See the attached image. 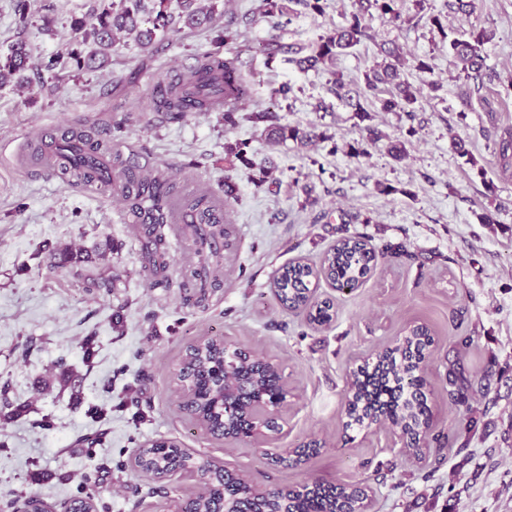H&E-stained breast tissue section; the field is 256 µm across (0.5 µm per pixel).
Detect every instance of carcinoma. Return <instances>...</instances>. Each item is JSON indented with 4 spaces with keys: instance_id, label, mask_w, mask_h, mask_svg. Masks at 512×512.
Segmentation results:
<instances>
[{
    "instance_id": "cac0c4a2",
    "label": "carcinoma",
    "mask_w": 512,
    "mask_h": 512,
    "mask_svg": "<svg viewBox=\"0 0 512 512\" xmlns=\"http://www.w3.org/2000/svg\"><path fill=\"white\" fill-rule=\"evenodd\" d=\"M219 0H119L96 14L95 20L77 19L73 23L74 40L67 47V58L79 70L96 71L112 61V48L116 37L124 33L134 38L144 50L150 49L160 35L182 28L197 29L210 23L216 14ZM287 0H262L260 14L272 20V28L281 29L289 15ZM378 12L389 23L401 21L398 0H356V7L345 18V24L336 26L320 36L311 45H290L276 38L263 42L268 58L278 55L288 63L307 69L334 62L351 53L363 41L371 38L367 17ZM431 28L448 39V54L461 65L459 77L478 87L487 76L485 45L494 32L473 27L459 35L448 36L438 15L429 17ZM382 60L364 74V86H354L343 74L330 71L332 91L362 121L369 118L367 102L378 85L392 83L396 92L381 102L384 112H415L418 102L412 85L402 79L405 60L394 43L380 45ZM61 65L58 57L46 63L34 62L23 39L12 42L7 52L0 54V89L20 88L31 80L29 72L46 69L52 71ZM224 91V124L238 123L240 105L250 97L251 91L240 71L239 52L228 55L206 53L166 84L158 100L159 108L177 119L184 108L197 112L212 111V96ZM266 140L272 146L288 140L304 144L314 134L296 127L278 126L265 130ZM63 161L56 156L38 155L49 162L71 183H104L112 185L125 201L127 211L134 214L145 201L153 202L159 210L154 223L143 228L146 239L148 264H160L165 249L164 236L159 225L167 223L164 210L177 191L162 171L149 176H133L124 166L121 156L112 152L110 142L88 132L84 126L72 127L62 134ZM249 144L243 141L227 143L224 152L230 163L238 162L251 168ZM495 153L502 161V169L512 167V131L507 130L495 142ZM112 157L111 165L117 170L113 176L102 173L100 160ZM211 195L204 193L190 201L198 221L189 228L199 244L211 238L224 239V254L204 253L198 250L199 263H221L223 256L236 250V235L229 214H217L211 205ZM377 251L365 236H346L336 241L323 256L319 266L301 260L282 266L273 282L274 295L289 311L304 314L313 328L330 324L333 304L318 300L311 285L319 279L342 290L361 285L374 269ZM433 344V337L424 326H416L397 340L392 347L377 352L372 361L352 370L349 390L342 402L346 426H361L367 420L382 418L400 433L414 440L422 430L430 429L431 413L424 392V353ZM177 383L182 389V409L214 439L231 437L243 440L249 437L252 425L276 428L274 416L277 407L285 401L287 391L282 385L279 367L261 357L249 358L241 348L224 341L222 336L203 337L189 345L178 372ZM448 395L455 405H469L474 394V382L455 368H448ZM321 444L311 441L281 452H265L263 456L273 465L284 462L298 465L320 453ZM135 467L143 475L160 479L174 468L185 472H201L210 483L203 491L186 498L173 499L175 512H241L246 505L251 512H342L355 509L364 499L365 490L358 485H331L320 481L295 487L272 488L264 495L244 500L253 487L251 480L232 475L224 467L204 458L187 455L181 444L173 439L160 438L138 446ZM100 490L97 482L83 477L76 495L63 506L64 512H98ZM39 497L34 493L0 504V512H27Z\"/></svg>"
}]
</instances>
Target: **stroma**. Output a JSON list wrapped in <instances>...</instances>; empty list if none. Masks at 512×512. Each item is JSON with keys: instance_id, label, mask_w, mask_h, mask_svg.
<instances>
[{"instance_id": "1", "label": "stroma", "mask_w": 512, "mask_h": 512, "mask_svg": "<svg viewBox=\"0 0 512 512\" xmlns=\"http://www.w3.org/2000/svg\"><path fill=\"white\" fill-rule=\"evenodd\" d=\"M16 4L0 0V50L21 38L38 62L63 52L73 20H92L101 7L100 0H33L22 28ZM260 4L231 0L210 27L170 32L150 51L120 39L111 65L99 71H44L25 88L0 90V384L10 387L8 405L0 404V495L31 491L62 505L91 466L81 436L101 428L106 445L95 457L116 464L100 475L110 512H173L159 483L132 465L138 444L159 436L263 488L361 484L372 512H512V169L492 152L501 132L512 130V0H480L470 17L450 10L448 0H426L444 31L477 24L494 33L486 52L496 78L474 95L469 112L461 109L467 86L456 78L442 31L419 18L415 0H401V25L372 18V39L336 62L345 79L362 84L385 41L406 56L428 57L433 69L405 74L422 91L413 114L381 111L392 90L384 84L370 96L365 122L331 92L328 71L267 59L261 44L270 26ZM350 10L351 0H327L321 14L293 5L282 40L311 44ZM228 22L253 46L242 73L255 94L237 125H225L220 112L173 121L156 111L152 82L186 70L198 55L224 52ZM433 81L438 91L429 90ZM286 83L292 92L284 100L278 89ZM266 111L270 123L314 132L316 140L267 145L266 124L251 119ZM78 124L112 139L122 154L138 153L145 171L168 170L177 190L226 197L237 250L202 270V302L185 301L180 286L182 268L196 258L192 238L166 229L164 266L150 273L144 241L111 188L48 178L36 165L31 153L41 131L57 135ZM371 127L383 134L373 145L366 142ZM455 134L467 155L455 150ZM236 141L248 142L254 168L225 163L224 145ZM398 141L406 150L400 161L387 152ZM362 146L367 155L351 157ZM487 213L492 223H482ZM354 234L376 249L400 244L407 253L378 258L354 290L321 284L318 294L332 298L336 317L309 329L302 315L278 306L273 276L294 260L319 263L337 239ZM67 245L82 250L83 262L60 264L56 251ZM421 324L435 345L425 389L432 439L418 459L391 428L346 427L342 400L353 368ZM205 336L280 367L288 396L278 431L211 440L179 410L174 374L187 346ZM463 336L471 345H459ZM88 339L95 344L89 363ZM61 358L66 368L58 367ZM452 361L481 381L470 408L448 398ZM134 391L151 404L145 414L129 401ZM94 405L111 408L109 419L93 423L86 410ZM468 413L475 429L465 442L455 432ZM45 416L51 429L36 425ZM313 439L323 447L300 465L263 457Z\"/></svg>"}]
</instances>
